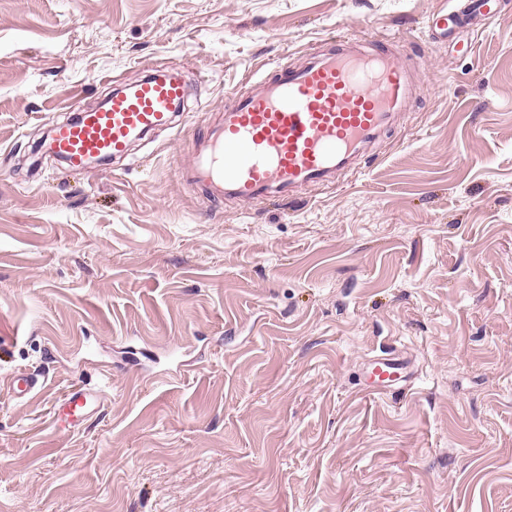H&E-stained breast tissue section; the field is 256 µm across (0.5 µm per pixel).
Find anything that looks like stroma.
Listing matches in <instances>:
<instances>
[{"label":"stroma","instance_id":"stroma-1","mask_svg":"<svg viewBox=\"0 0 512 512\" xmlns=\"http://www.w3.org/2000/svg\"><path fill=\"white\" fill-rule=\"evenodd\" d=\"M442 4L0 0V512H512V0L444 44ZM341 35L401 39L405 123L336 187L204 205L206 117ZM172 65L195 123L40 153ZM36 375L24 371L16 372L11 380L9 391L16 398H27L38 388ZM91 404V396L81 391L68 393L63 400L62 413L57 422L65 428H72L80 424L87 415Z\"/></svg>","mask_w":512,"mask_h":512}]
</instances>
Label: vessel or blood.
I'll return each instance as SVG.
<instances>
[{
	"instance_id": "b4317fda",
	"label": "vessel or blood",
	"mask_w": 512,
	"mask_h": 512,
	"mask_svg": "<svg viewBox=\"0 0 512 512\" xmlns=\"http://www.w3.org/2000/svg\"><path fill=\"white\" fill-rule=\"evenodd\" d=\"M413 90L397 42L317 51L307 64L281 66L277 78L257 77L249 91L234 93L231 106L209 117L207 136L195 141L177 176L210 204L275 202L310 186L335 187L400 122ZM185 96L176 76L150 75L56 123L47 148L73 168L126 157L148 134L191 123L181 109ZM38 385L36 375L20 371L10 392L24 399ZM90 404L89 394L68 393L58 423L79 425Z\"/></svg>"
}]
</instances>
